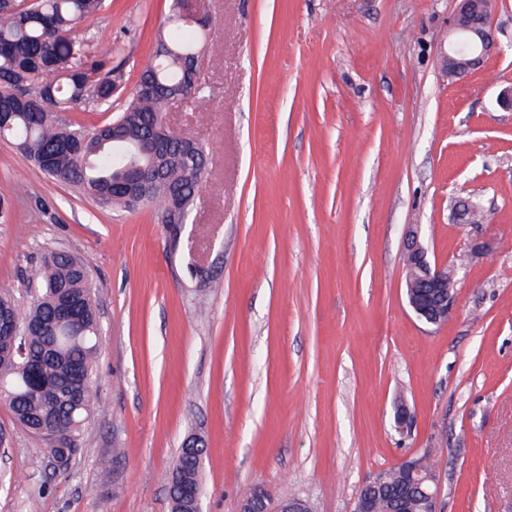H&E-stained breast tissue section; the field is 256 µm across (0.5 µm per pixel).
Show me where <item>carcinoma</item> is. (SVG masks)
Returning a JSON list of instances; mask_svg holds the SVG:
<instances>
[{
  "instance_id": "cac0c4a2",
  "label": "carcinoma",
  "mask_w": 512,
  "mask_h": 512,
  "mask_svg": "<svg viewBox=\"0 0 512 512\" xmlns=\"http://www.w3.org/2000/svg\"><path fill=\"white\" fill-rule=\"evenodd\" d=\"M104 7L105 0H0V140L97 204L127 207L118 189L129 179L131 165L155 168L156 158L143 151L144 141L160 137L169 101L180 97L193 104L202 96L203 87L186 82L185 67L205 50L208 31L183 17L182 0H171L167 21L156 37L165 45L164 54L149 56L115 119L93 129L76 128L61 122L59 114L79 104L110 112L117 91L112 72L101 73L112 45H92L83 31L85 21ZM161 149L166 159L152 176L144 205L163 214L186 213L202 187L210 149L200 142L188 154L183 140L173 135L163 137ZM86 268L83 260L75 266L61 253L51 252L36 273L39 294L28 307L0 293V308L11 313L32 352L49 343L59 349L60 362L47 363L49 370L60 374L73 366L78 369L72 402L66 404L52 387L29 394L22 361L0 359V383L13 393L0 397V403L20 425L44 422L68 431L70 439L94 408L91 369L101 348ZM63 294L81 300L83 329L31 328L51 319V299ZM173 470L179 471L181 482L201 484V471L182 451ZM384 477L385 483L370 491L373 512H421L423 495L403 466L386 470Z\"/></svg>"
}]
</instances>
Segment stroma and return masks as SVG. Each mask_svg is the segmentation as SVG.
Instances as JSON below:
<instances>
[{"instance_id": "stroma-1", "label": "stroma", "mask_w": 512, "mask_h": 512, "mask_svg": "<svg viewBox=\"0 0 512 512\" xmlns=\"http://www.w3.org/2000/svg\"><path fill=\"white\" fill-rule=\"evenodd\" d=\"M456 7L202 0L214 95L172 121L210 155L179 247L153 208L100 207L0 141V290L28 303L48 250L87 260L103 341L67 468L0 404V512H170L164 477L190 436L204 512H239L256 485L350 512L366 479L425 448L440 512H512V0L496 52L461 78L442 61ZM167 15L168 0H106L87 22L115 45V102ZM457 196L486 220L455 223ZM412 224L459 267L440 326L406 304Z\"/></svg>"}]
</instances>
